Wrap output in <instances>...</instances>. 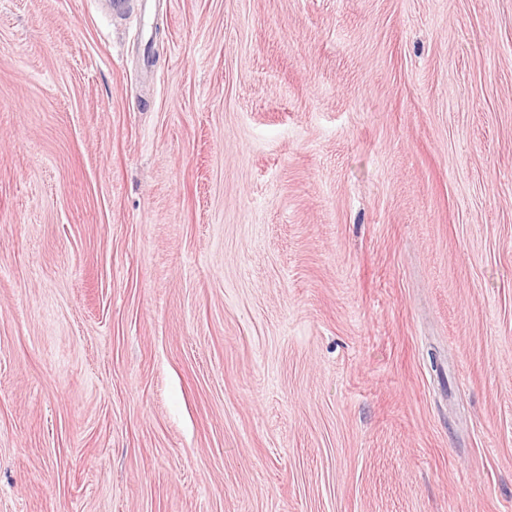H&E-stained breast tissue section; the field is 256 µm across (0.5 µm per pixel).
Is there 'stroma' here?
<instances>
[{"label":"stroma","mask_w":512,"mask_h":512,"mask_svg":"<svg viewBox=\"0 0 512 512\" xmlns=\"http://www.w3.org/2000/svg\"><path fill=\"white\" fill-rule=\"evenodd\" d=\"M0 512H512V0H0Z\"/></svg>","instance_id":"1"}]
</instances>
